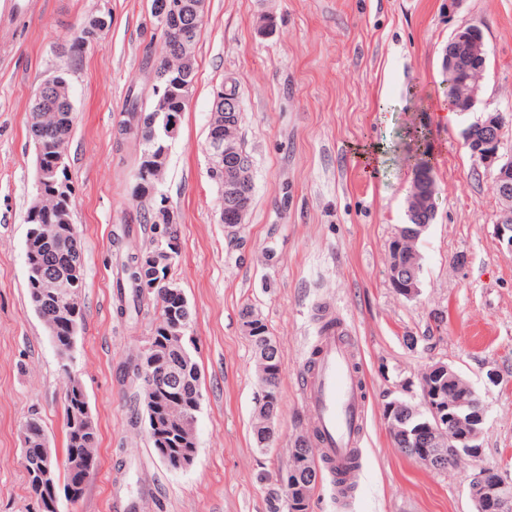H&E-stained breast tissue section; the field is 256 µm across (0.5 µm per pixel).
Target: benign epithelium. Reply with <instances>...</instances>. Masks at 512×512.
I'll use <instances>...</instances> for the list:
<instances>
[{
	"label": "benign epithelium",
	"mask_w": 512,
	"mask_h": 512,
	"mask_svg": "<svg viewBox=\"0 0 512 512\" xmlns=\"http://www.w3.org/2000/svg\"><path fill=\"white\" fill-rule=\"evenodd\" d=\"M206 0H194L185 7L175 4L171 0L165 2L171 15L182 19L178 25V46L183 57L184 67L179 76V89L182 102L189 103L194 82L190 81L189 64L192 61L195 34L198 27L196 19L204 17ZM488 58L484 37L474 29L463 25L455 30L448 40V47L443 58V68L448 76V85L453 88L457 97L468 101L470 108H475L479 101L482 89L481 69ZM470 66V75L461 77L460 66ZM55 94L63 93V85L57 74L45 78L35 91V106L29 109L28 122L38 124L41 121L40 104L47 91ZM154 93L159 107L153 115V123L160 126L162 139L173 141L177 138L180 129V116L175 115L162 107L164 100L169 97L167 86H154ZM215 105L221 111L212 113L209 123L210 134L207 136L206 150L210 158V171H224V183L221 186L220 220H229L234 225L245 223L250 209V189L252 188V161L245 153L240 143L238 113L239 100L230 93L216 97ZM505 118L502 112L492 110L482 113L475 125L465 128L462 138L465 146L469 147L477 164L493 176L496 193L500 202L498 212L497 231L499 239L512 250V155L503 152L502 131ZM37 177L32 208L41 206L42 191L45 184L55 179L57 167L49 166L37 156ZM436 212V188L426 192L414 190L406 199V215L408 223L406 228L395 237L396 244L389 248L388 277L389 282L398 294L413 297L419 293L420 281L416 271L421 263V255L415 250V244L427 225L422 223L425 216L433 217ZM160 223L157 224L159 247L154 252L140 259V264L152 268L158 280L150 282L142 279L140 288L144 292H151L162 286L167 289L169 298L176 301L179 310L169 309L165 314L158 315V319L166 322V334L173 344H179L190 328L188 302L176 280L171 278V264L179 253L180 243L162 232L164 227H174L178 223V216L167 206L160 202ZM43 286L54 298L52 307L37 311L38 316L47 318H61L73 316L79 311L81 302L79 292L66 287L62 278L50 273L43 276ZM257 357L261 360L258 372L260 396L257 413L262 415L261 423L257 424L255 431L259 432L261 444L271 443L276 436L274 410L269 404L271 396L269 390L273 383V376L279 374L280 365L277 362L275 345L268 340L258 341L254 345ZM149 349L148 360L145 362L143 372L146 374L153 388L162 393L172 391L182 382L180 369L170 362V348L160 349L154 345H147ZM456 387V393L467 395L473 393V388L461 374L452 366L438 361L427 367L426 373L419 377L423 419L414 425L406 434L413 436L415 448L412 449L413 458L430 469L439 468L447 447L458 446L469 450L473 457L478 459L482 455L479 444L485 420V414H471L463 411L457 400H448L446 385ZM166 426L177 436L180 443L189 446L178 467L191 465L195 459L197 448L194 435V415L183 410L182 406L171 401L166 407ZM315 449L300 438L295 441L294 459L300 468H308L310 474L309 485L318 483L319 477L311 469V458ZM31 478L40 486L55 489L56 453L50 448L49 442H43L40 455L30 463H25ZM72 470L78 474L75 483L70 487L68 498L75 502L79 500L85 488L96 475V467L92 459L86 456H76L71 463ZM296 469L292 468L282 473L277 493L288 499L299 501L307 499V486H300L295 482ZM468 488L475 502L477 512H512V476L503 470L487 471L476 469L466 477Z\"/></svg>",
	"instance_id": "1"
}]
</instances>
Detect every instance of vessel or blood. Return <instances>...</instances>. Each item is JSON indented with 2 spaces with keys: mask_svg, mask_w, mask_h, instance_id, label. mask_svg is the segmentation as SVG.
Segmentation results:
<instances>
[{
  "mask_svg": "<svg viewBox=\"0 0 512 512\" xmlns=\"http://www.w3.org/2000/svg\"><path fill=\"white\" fill-rule=\"evenodd\" d=\"M313 363L304 367L298 395L315 436L317 460L328 474L357 473L363 465L367 400L359 354L335 313L325 312Z\"/></svg>",
  "mask_w": 512,
  "mask_h": 512,
  "instance_id": "1",
  "label": "vessel or blood"
}]
</instances>
